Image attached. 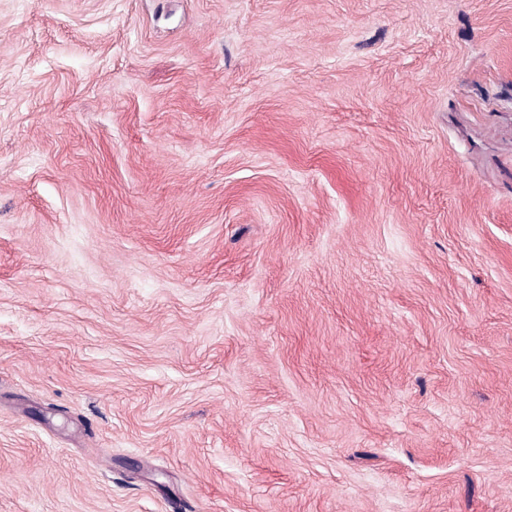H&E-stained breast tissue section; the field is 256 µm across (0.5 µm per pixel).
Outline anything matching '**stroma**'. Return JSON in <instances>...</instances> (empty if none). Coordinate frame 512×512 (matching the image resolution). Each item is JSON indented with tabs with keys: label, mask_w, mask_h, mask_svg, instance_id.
Listing matches in <instances>:
<instances>
[{
	"label": "stroma",
	"mask_w": 512,
	"mask_h": 512,
	"mask_svg": "<svg viewBox=\"0 0 512 512\" xmlns=\"http://www.w3.org/2000/svg\"><path fill=\"white\" fill-rule=\"evenodd\" d=\"M0 512H512V0H0Z\"/></svg>",
	"instance_id": "obj_1"
}]
</instances>
